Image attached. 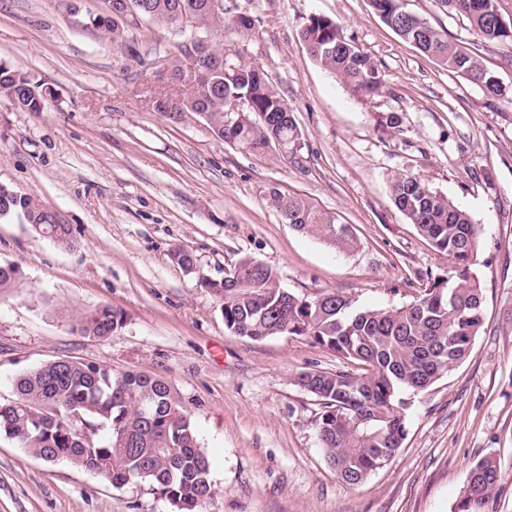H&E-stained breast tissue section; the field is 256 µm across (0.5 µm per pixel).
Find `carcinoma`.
Masks as SVG:
<instances>
[{"label": "carcinoma", "instance_id": "cac0c4a2", "mask_svg": "<svg viewBox=\"0 0 512 512\" xmlns=\"http://www.w3.org/2000/svg\"><path fill=\"white\" fill-rule=\"evenodd\" d=\"M140 18L178 25L186 11L199 24L198 35L224 29L239 36L251 30L236 16L210 11L209 0H128ZM448 13L465 17L483 46L512 48V24L495 19L498 0H439ZM381 20L426 56L498 91L471 49L448 39L421 16L403 20L405 0H370ZM312 57L353 92L370 94L381 85L370 58L347 40L332 19L314 16L301 31ZM164 55L180 79L185 52ZM200 79L185 96L159 98L155 108L179 118H203L224 143L246 151L280 143L290 155L302 149L303 135L293 112L267 75L248 64L232 43L208 42L197 54ZM242 95L250 108L224 116V96ZM0 96L22 102L25 112L47 108V93L21 70L0 62ZM397 209L439 253L450 270L427 275L420 295L408 303L366 308L341 293L298 295L280 287L277 273L252 258L240 272L222 280L198 278L199 287L222 302L224 326L253 341L288 334L306 337L336 353L348 369L308 368L295 381L321 405L316 432L328 463L348 485H358L384 467L407 436L403 394L424 395L469 357L484 325V288L476 269L479 231L470 215L420 177L399 173L390 182ZM284 219L296 230L319 237L343 251L356 248L347 224L299 197L273 193ZM42 205L27 194L0 189V220L39 216ZM18 266L0 262V290L15 287ZM122 326L110 307L74 318L73 330L105 338ZM15 399L0 405V435L46 462L63 459L97 473L112 486L147 483L182 512H201L212 499L210 462L191 419L170 384L142 373L120 375L99 365L60 359L17 377ZM87 423L93 444L72 434L71 413ZM106 431L105 437L98 432ZM496 457L486 455L470 468L454 512H490L501 489Z\"/></svg>", "mask_w": 512, "mask_h": 512}]
</instances>
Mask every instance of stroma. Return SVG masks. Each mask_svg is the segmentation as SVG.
Listing matches in <instances>:
<instances>
[{
  "mask_svg": "<svg viewBox=\"0 0 512 512\" xmlns=\"http://www.w3.org/2000/svg\"><path fill=\"white\" fill-rule=\"evenodd\" d=\"M449 39L473 46L500 86L489 93L401 39L369 0H224L249 15L236 41L268 76L303 133L287 156L225 145L199 116L170 119L157 98L186 93L170 72L144 75L140 54L175 51L174 28L141 20L125 42L93 20L106 0H0V61L51 89L42 112L0 98V184L33 196L71 228L69 245L0 221V261L23 274L0 291V404L18 375L58 359L166 379L209 456L215 493L203 512H454L472 464L496 454L493 512H512V50L479 47L465 18L407 0ZM335 20L379 70L358 97L309 54L300 31ZM396 117L398 132L385 127ZM421 176L479 228L484 326L468 359L406 409L407 438L361 484H345L317 439L320 406L294 381L333 371L335 353L304 337L252 341L228 332L198 276L241 258L270 266L297 294L338 292L363 307L411 301L446 270L395 207L390 178ZM297 196L350 225L342 251L295 230L271 194ZM191 250L198 274L172 259ZM109 306L107 339L73 332L74 315ZM0 512H174L147 484L113 487L46 463L0 436Z\"/></svg>",
  "mask_w": 512,
  "mask_h": 512,
  "instance_id": "stroma-1",
  "label": "stroma"
}]
</instances>
